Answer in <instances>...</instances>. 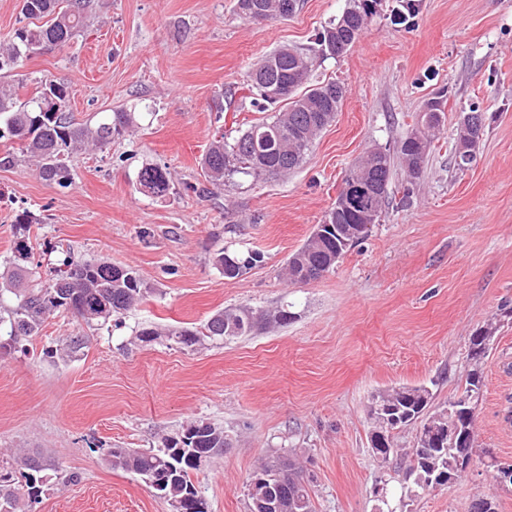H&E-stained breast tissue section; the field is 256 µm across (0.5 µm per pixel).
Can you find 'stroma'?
<instances>
[{"mask_svg":"<svg viewBox=\"0 0 512 512\" xmlns=\"http://www.w3.org/2000/svg\"><path fill=\"white\" fill-rule=\"evenodd\" d=\"M347 5L301 0L288 19L256 22L236 0H94L73 44L6 72L20 100L48 77L70 86L76 122L129 112L134 126L73 155L65 189L0 140V273L23 267L28 287L44 288L71 255L133 268L148 290L105 323L47 316L0 356V461L19 483L17 455L43 463L31 512H171L141 477L113 469L108 451L158 448L199 420L227 442L192 475L208 512H249V475L289 452L310 480L313 512H470L486 497L512 512V488L492 480L496 464H512V0H421L400 24L399 0H382L352 50L314 68L347 94L299 167L223 187L201 170L216 132L232 138L261 120L252 69L278 47H312ZM438 92L443 122L420 178L407 183L393 165L392 200L369 235L320 279L288 283L283 268L324 223L346 171L368 149H396ZM475 102L485 134L459 170L451 142ZM149 165L170 172L166 192L141 190ZM23 209L34 223H15ZM222 250L264 259L229 279L214 262ZM240 305L292 318L191 348L135 336L198 329ZM480 329L492 349L478 446L459 478L411 494L406 451L420 426L394 430L393 453L378 457L372 400L424 385L432 410L447 406L463 392ZM77 334L84 346L68 353Z\"/></svg>","mask_w":512,"mask_h":512,"instance_id":"obj_1","label":"stroma"}]
</instances>
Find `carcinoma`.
I'll use <instances>...</instances> for the list:
<instances>
[{
    "mask_svg": "<svg viewBox=\"0 0 512 512\" xmlns=\"http://www.w3.org/2000/svg\"><path fill=\"white\" fill-rule=\"evenodd\" d=\"M92 0H21V14L26 24L16 29L9 43L0 49V72L9 70L32 54L55 48H64L75 39L85 25L87 9ZM262 7L265 19L281 18L286 0H252ZM380 0H349L348 7L333 22L315 35L313 52L306 53L282 46L269 53L250 74L252 85L261 100L254 103L258 111L277 107L273 115L250 125L232 141L220 135L214 138L201 160V169L207 181L214 185L232 183L239 175L259 177L267 173H286L298 167L315 137L335 118L346 96L344 85L330 80L316 81L313 69L319 61L346 55L366 29L367 18L376 13ZM57 104L45 112L41 104L47 96ZM70 87L63 82L45 78L34 97L21 103L11 89L0 86V140L7 138L18 145V151L36 167L38 175L61 188L72 185L73 177L68 164L70 155L77 151H96L112 142L133 125L129 112H115L113 119L96 127L75 122L68 112ZM439 126L417 128L400 141L398 154L407 170V178L417 179L429 153L435 131ZM371 185L379 196L380 207L389 200L391 156L376 150L365 153ZM139 184L154 194L169 188V172L159 166L145 167L139 173ZM363 207L350 205L331 208L326 220L344 228L361 224ZM349 250L343 238L332 230L319 238L310 251L300 247L291 256L286 267L290 281L299 282L298 276L307 271H330L336 258ZM65 269L45 288L21 287L24 270L17 268L0 276V352L8 351L29 336L38 334L47 315L64 310L90 325L106 322L124 314L145 299L146 289L137 272L128 267L105 261L79 259L67 256ZM247 306L220 311L211 316L204 330L173 328L165 332L168 339L183 348H191L201 338H231L245 336L256 325L243 322L241 315ZM490 337L482 332L471 336L468 346V370L463 393L448 402L439 413L450 425L474 430V409L481 397L483 386L482 363L489 351ZM394 409L398 422L391 429L407 426L418 419L432 399L426 387H403L384 395ZM216 428L208 422L198 421L187 426L183 435L173 444L163 439V449L143 452L131 448H114L110 452L112 468L131 472L142 478L154 476L167 480V486L190 494L187 508L202 512L203 502L194 488L190 474L199 469L198 459L214 454L221 447ZM444 450L434 455L412 454L409 475L421 490L432 488L428 483L433 471L449 469L450 460L463 451L452 438L443 440ZM279 464L294 471L299 478L288 487V494L303 502L301 509L312 512L310 493L303 469L286 459ZM25 466L32 471L25 483L24 496L35 501L40 496L39 479L34 474L41 464L26 459ZM19 492L12 473L0 469V512L17 509Z\"/></svg>",
    "mask_w": 512,
    "mask_h": 512,
    "instance_id": "1",
    "label": "carcinoma"
}]
</instances>
